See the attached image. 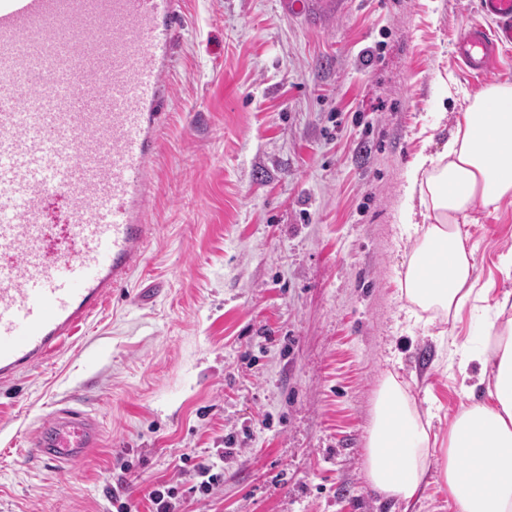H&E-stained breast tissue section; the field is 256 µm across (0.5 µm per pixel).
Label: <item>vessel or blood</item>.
I'll return each instance as SVG.
<instances>
[{
  "label": "vessel or blood",
  "mask_w": 512,
  "mask_h": 512,
  "mask_svg": "<svg viewBox=\"0 0 512 512\" xmlns=\"http://www.w3.org/2000/svg\"><path fill=\"white\" fill-rule=\"evenodd\" d=\"M455 53L485 77L512 46V0ZM180 26L177 0H0V383L55 354L117 289L154 233L151 163ZM65 407L29 441L53 466L98 447Z\"/></svg>",
  "instance_id": "vessel-or-blood-1"
}]
</instances>
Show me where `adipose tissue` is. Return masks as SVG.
Here are the masks:
<instances>
[{
    "label": "adipose tissue",
    "instance_id": "1",
    "mask_svg": "<svg viewBox=\"0 0 512 512\" xmlns=\"http://www.w3.org/2000/svg\"><path fill=\"white\" fill-rule=\"evenodd\" d=\"M512 198V85L481 90L458 121L444 150L412 163L402 191L400 219L415 246L404 292L423 311L457 316L473 293L476 270L460 225L476 206ZM429 221H415L416 205ZM512 296L503 295L480 342L452 351L459 372L478 362L489 373L485 397L451 422L446 443L432 441L404 386L387 374L376 393L365 442L370 487L383 498L412 506L437 476L455 512H512Z\"/></svg>",
    "mask_w": 512,
    "mask_h": 512
}]
</instances>
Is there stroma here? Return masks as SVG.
Here are the masks:
<instances>
[{
    "label": "stroma",
    "instance_id": "1",
    "mask_svg": "<svg viewBox=\"0 0 512 512\" xmlns=\"http://www.w3.org/2000/svg\"><path fill=\"white\" fill-rule=\"evenodd\" d=\"M179 0L155 231L127 287L60 353L0 384V512H136L153 484L185 512H406L366 481L375 393L397 374L444 436L463 399L448 345L472 344L512 276V199L463 225L476 263L458 321L406 313L399 204L485 80L454 53L479 0ZM77 400L103 440L50 467L27 438ZM224 460L208 497L192 467Z\"/></svg>",
    "mask_w": 512,
    "mask_h": 512
}]
</instances>
